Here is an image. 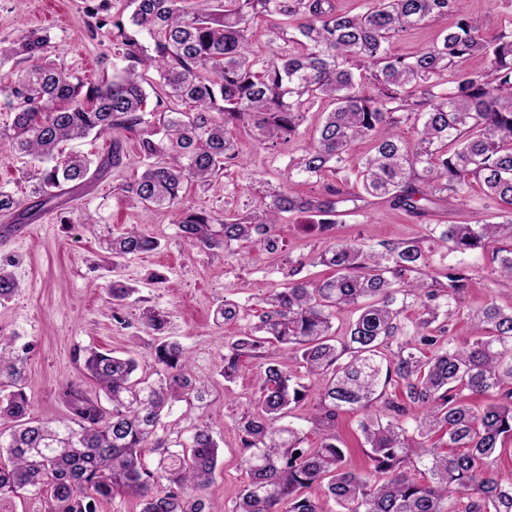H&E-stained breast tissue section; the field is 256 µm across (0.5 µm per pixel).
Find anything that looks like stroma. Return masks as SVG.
<instances>
[{
	"mask_svg": "<svg viewBox=\"0 0 512 512\" xmlns=\"http://www.w3.org/2000/svg\"><path fill=\"white\" fill-rule=\"evenodd\" d=\"M98 2L0 0V47L10 46L20 30L47 31L50 61L85 81L96 82L111 74L113 60L108 29L96 28L89 15ZM466 9L484 38L512 31V0H467ZM323 110V105H315L298 138L275 148L230 129L239 151L235 165L225 168L210 186H186L181 208L206 210L220 217L253 210L268 191L284 184L290 158L312 142ZM37 169V162L0 148V187L29 198ZM133 178L129 165L109 169L61 197L58 206H46L29 224H17L0 215V264L6 265L20 284L18 292L0 304V336H13L18 344L29 345L25 391L33 418L46 421L64 415L61 392L67 382H80L90 392L95 389L82 373L80 349L97 347L134 355L140 374H151L152 337L144 330L140 313L146 307L164 312L167 336L188 350L194 375L208 387V396L194 408L191 419L205 421L221 445L213 507L215 512H231L248 480L240 465L238 421L255 409L259 368L256 360H241L234 379L225 381L227 344L244 324L215 323L213 312L229 298L246 313H253L258 301L287 283L297 268L307 277L330 276V269L319 262L325 240L307 224L305 215L287 214L277 229L280 244L275 254L256 252L245 261L240 257L247 250L243 242L227 251L194 247L182 237L172 212L145 209L126 196L122 187ZM466 197L463 203L451 201L446 210L438 212V219L471 224L496 210L479 183L469 185ZM87 213L96 217V225L84 223ZM105 225L116 233L137 226L158 239L160 246L111 267L98 240ZM335 233L374 245L418 239L431 257L430 275L440 276L447 265L442 248L427 239L424 220L386 202L345 217ZM467 263L471 281L461 296L462 315L451 329L452 336L461 341L469 336L467 314L490 302L512 307V290L495 281L492 250L472 254ZM116 282L134 290L127 303L117 308L109 294ZM173 413L180 416L181 427H189L191 419L182 418L181 408H174Z\"/></svg>",
	"mask_w": 512,
	"mask_h": 512,
	"instance_id": "35a3bbf8",
	"label": "stroma"
}]
</instances>
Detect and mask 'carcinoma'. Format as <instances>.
<instances>
[{
  "label": "carcinoma",
  "instance_id": "obj_1",
  "mask_svg": "<svg viewBox=\"0 0 512 512\" xmlns=\"http://www.w3.org/2000/svg\"><path fill=\"white\" fill-rule=\"evenodd\" d=\"M128 19H112V44L120 66L112 78L85 87L83 80L48 61L49 36L24 30L0 62L21 57L27 66L0 77V99L10 121L0 143L14 155L44 163L31 193L37 207L60 198L65 187L84 185L123 162L126 134L138 136L140 170L122 191L146 209L177 206L184 184H207L238 158L228 128L273 147L292 141L316 103L328 112L313 142L288 164L290 187L270 195L244 216L218 219L205 211L177 213L193 246L230 249L248 242L261 253L279 248L283 213H299L329 237L320 263L326 279L301 277L262 299L258 322L228 345L224 378L244 358L263 360L257 411L240 418L241 464L249 480L232 512H512V474L497 460L512 448V309L494 303L469 315L472 340L449 335L459 297L468 286L462 262L443 279H425L428 256L417 240L376 249L332 235L339 217L361 209L367 197L383 199L422 219L463 197L472 180L497 204V221L427 224V236L450 253L465 255L512 237V34L487 40L464 11L465 0H367L365 10L336 9L333 0H219L191 13L183 0H132ZM274 19L276 37H298L301 53L260 57L250 49L254 19ZM453 16L455 24L428 46L396 54L391 40L428 22ZM488 59L469 75L460 63ZM155 106L145 110L146 89ZM418 124L415 140L398 131ZM112 138V154L95 161L63 153L64 142L89 135ZM371 142L355 159L351 145ZM166 160L156 162L154 158ZM352 172L357 190L328 185L304 197L291 187L324 171ZM0 213L32 217L31 208L0 188ZM112 259L154 251L158 240L135 228L102 239ZM498 278L512 286V247H496ZM19 282L0 266V302ZM418 308L412 325L402 317ZM350 308L358 315L341 335L333 320ZM232 300L215 319L238 320ZM147 332L165 326L147 308ZM276 342L295 355L304 375L264 354ZM156 369L137 378L131 355L86 348L82 371L98 387L92 394L66 385L67 413L48 421L29 418L23 358L0 337V499L51 491L49 512H98L116 496L140 501L141 512H206L201 497L216 483L219 444L208 424L163 422L178 403L191 412L205 385L174 340L152 345ZM321 382L311 417L320 440L303 446L305 433L288 420L309 386ZM395 393H387L388 388ZM499 396L482 408L471 396ZM382 402L381 414L373 413ZM361 414L359 430L368 470L348 464L349 450L336 435L340 414ZM160 455L157 466L146 462ZM318 488L321 493H313Z\"/></svg>",
  "mask_w": 512,
  "mask_h": 512
}]
</instances>
